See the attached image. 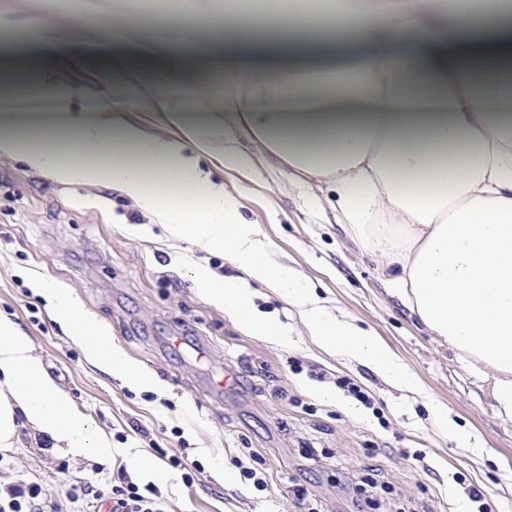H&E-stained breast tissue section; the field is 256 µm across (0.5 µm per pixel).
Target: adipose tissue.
<instances>
[{"mask_svg": "<svg viewBox=\"0 0 512 512\" xmlns=\"http://www.w3.org/2000/svg\"><path fill=\"white\" fill-rule=\"evenodd\" d=\"M118 13L144 24L160 63L108 72L109 94L81 96L54 67L35 86L0 77V153L60 183H107L162 224L168 238L221 251L247 280L191 268L201 298L255 335L286 340L258 317L249 281L299 306L313 336L391 383L414 382L379 340L312 305L295 270L270 261L236 195L205 165L223 136L224 167L252 157L230 129L252 135L273 164L329 183L361 243L379 252L394 287L434 335L492 374L512 413V0H175ZM161 113L166 132L127 108ZM54 316L100 367L134 385L149 378L116 347L71 289L43 284ZM27 422L52 447L111 457L110 438L49 376L27 336L0 316V449Z\"/></svg>", "mask_w": 512, "mask_h": 512, "instance_id": "obj_1", "label": "adipose tissue"}]
</instances>
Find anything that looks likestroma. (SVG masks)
<instances>
[{
  "label": "stroma",
  "mask_w": 512,
  "mask_h": 512,
  "mask_svg": "<svg viewBox=\"0 0 512 512\" xmlns=\"http://www.w3.org/2000/svg\"><path fill=\"white\" fill-rule=\"evenodd\" d=\"M115 0H75L58 53L34 46L32 19L52 0H0V58L19 51L28 75L58 64L61 80L99 86L105 66L138 55L95 51L109 37ZM236 189L240 211L340 319L379 336L418 380L399 389L369 367L316 343L299 311L252 283L256 314L278 321L280 346L255 336L231 312L197 293L194 264L244 278L220 252L167 239L161 225L107 185H62L21 159L0 154V315L29 336L56 384L112 439L111 459L74 457L22 427L0 453V491L37 484L59 512H73L67 489L125 471L140 452L169 471L155 488L170 512H512V415L492 376L433 336L390 284L376 255L334 215L336 193L273 167L255 153L244 173L215 166ZM72 289L113 343L147 373L134 389L94 365L50 313L43 281ZM233 374L237 385L219 382ZM349 378L363 405L339 387ZM465 427L469 442L443 433L438 414ZM201 467L185 483L171 457ZM253 469L255 480L245 479Z\"/></svg>",
  "instance_id": "obj_1"
}]
</instances>
